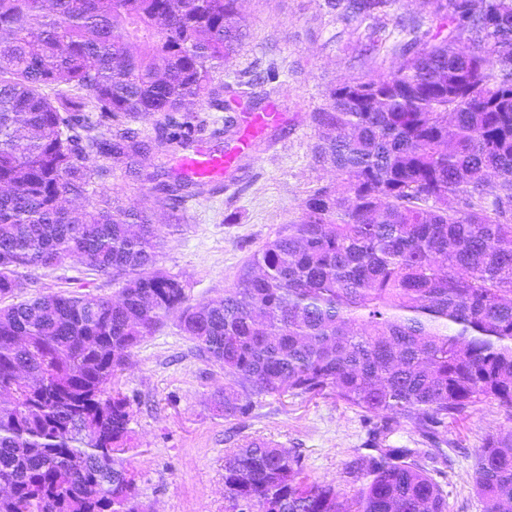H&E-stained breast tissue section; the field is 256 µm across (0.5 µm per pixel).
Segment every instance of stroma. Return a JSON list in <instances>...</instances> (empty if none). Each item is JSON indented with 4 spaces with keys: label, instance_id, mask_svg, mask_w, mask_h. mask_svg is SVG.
Returning a JSON list of instances; mask_svg holds the SVG:
<instances>
[{
    "label": "stroma",
    "instance_id": "35a3bbf8",
    "mask_svg": "<svg viewBox=\"0 0 512 512\" xmlns=\"http://www.w3.org/2000/svg\"><path fill=\"white\" fill-rule=\"evenodd\" d=\"M322 0H241L246 37L216 82L239 72L275 68L281 87L271 103L279 114L213 194L190 203L180 220L157 205L164 237L158 265L180 277L193 300L223 291L241 267L286 224L300 217L310 190L335 182L328 165L312 162L317 133L310 120L331 92L355 77L398 66L384 51L358 63L364 28L345 25ZM120 285L87 276L66 260L29 275V293L69 291L117 296ZM133 413L127 465L137 478L145 512H224V451L255 438L299 453L309 480L351 491L345 468L367 455L379 419L364 417L327 393L256 398L251 412L227 418L214 406L224 373L167 323L134 349L119 378ZM512 430V417L496 403L476 405L449 419L434 440L421 438L406 420L392 423L393 447H433L430 466L448 499V512H485L473 473L476 454Z\"/></svg>",
    "mask_w": 512,
    "mask_h": 512
}]
</instances>
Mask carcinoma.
Wrapping results in <instances>:
<instances>
[{
	"label": "carcinoma",
	"mask_w": 512,
	"mask_h": 512,
	"mask_svg": "<svg viewBox=\"0 0 512 512\" xmlns=\"http://www.w3.org/2000/svg\"><path fill=\"white\" fill-rule=\"evenodd\" d=\"M324 0L372 21L370 57L393 20L400 65L335 88L311 119L317 166L336 183L256 251L224 293L191 302L156 267L148 206L98 186L102 156L180 208L207 182L145 164L198 135L233 140L227 100L255 103L269 70L214 83L245 37L239 0H0V512H143L125 454L129 401L115 388L132 350L173 319L224 371V417L255 396L336 399L397 417L430 440L494 402L512 415V0ZM67 259L123 278L115 298L23 294L22 270ZM346 466L347 495L302 475L300 455L251 442L224 456V512H447L432 452L383 444ZM486 512H512V432L480 449Z\"/></svg>",
	"instance_id": "obj_1"
}]
</instances>
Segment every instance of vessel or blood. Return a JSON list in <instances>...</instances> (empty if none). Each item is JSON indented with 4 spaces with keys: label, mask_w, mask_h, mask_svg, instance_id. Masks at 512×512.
Here are the masks:
<instances>
[{
    "label": "vessel or blood",
    "mask_w": 512,
    "mask_h": 512,
    "mask_svg": "<svg viewBox=\"0 0 512 512\" xmlns=\"http://www.w3.org/2000/svg\"><path fill=\"white\" fill-rule=\"evenodd\" d=\"M277 119L278 115L274 112L258 113L251 127L243 134L237 145L229 151L214 152L201 147L183 155L181 164L184 172L199 180L214 184L223 183L225 172L235 165L240 154L249 149L253 138Z\"/></svg>",
    "instance_id": "1"
}]
</instances>
